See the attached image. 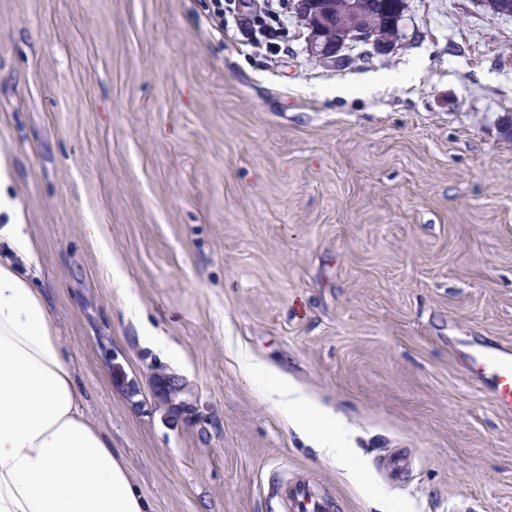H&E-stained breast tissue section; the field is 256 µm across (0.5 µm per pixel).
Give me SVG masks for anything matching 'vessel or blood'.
Masks as SVG:
<instances>
[{"instance_id":"1","label":"vessel or blood","mask_w":512,"mask_h":512,"mask_svg":"<svg viewBox=\"0 0 512 512\" xmlns=\"http://www.w3.org/2000/svg\"><path fill=\"white\" fill-rule=\"evenodd\" d=\"M469 377L492 386L494 406L512 413V346L500 343H465L456 350ZM287 512H328L326 503L304 482L276 481Z\"/></svg>"}]
</instances>
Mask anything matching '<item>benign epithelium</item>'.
<instances>
[{
  "instance_id": "obj_1",
  "label": "benign epithelium",
  "mask_w": 512,
  "mask_h": 512,
  "mask_svg": "<svg viewBox=\"0 0 512 512\" xmlns=\"http://www.w3.org/2000/svg\"><path fill=\"white\" fill-rule=\"evenodd\" d=\"M293 8L307 31L308 51L331 63L347 56L353 43H362L373 54L393 49L395 41L383 35L384 29L375 16L360 5V0H333L327 10L316 7L313 0H293ZM191 391L184 383H172L167 398L179 407L189 405Z\"/></svg>"
}]
</instances>
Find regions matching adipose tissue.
Segmentation results:
<instances>
[{"label":"adipose tissue","instance_id":"adipose-tissue-1","mask_svg":"<svg viewBox=\"0 0 512 512\" xmlns=\"http://www.w3.org/2000/svg\"><path fill=\"white\" fill-rule=\"evenodd\" d=\"M0 164V512H152L123 454L88 419L46 298L22 272L35 242L5 195ZM267 399L319 456L351 469L350 429L273 367Z\"/></svg>","mask_w":512,"mask_h":512}]
</instances>
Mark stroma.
Wrapping results in <instances>:
<instances>
[{
  "mask_svg": "<svg viewBox=\"0 0 512 512\" xmlns=\"http://www.w3.org/2000/svg\"><path fill=\"white\" fill-rule=\"evenodd\" d=\"M205 2L0 0L6 191L87 416L155 512H285L275 471L337 512H512V416L455 353L512 345V16L408 0L394 49L337 67L289 0L221 29ZM264 9L275 53L242 43ZM245 354L347 420L353 471ZM279 19V16L272 15L269 12L263 15H257L249 21V28L246 35L249 36V32H252L254 30L253 28L258 27L268 39L266 49L273 52L278 49V42L288 35V29L283 26V23H281Z\"/></svg>",
  "mask_w": 512,
  "mask_h": 512,
  "instance_id": "stroma-1",
  "label": "stroma"
}]
</instances>
